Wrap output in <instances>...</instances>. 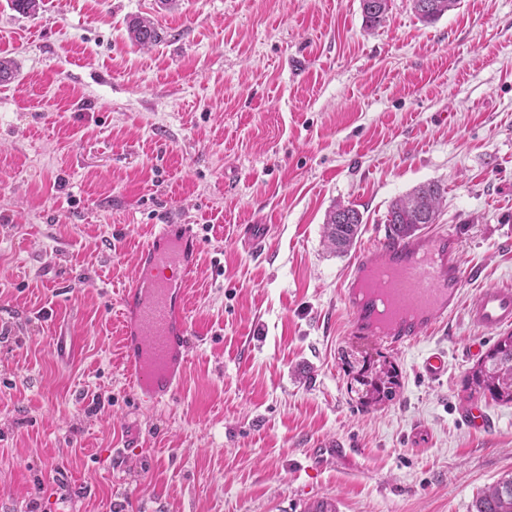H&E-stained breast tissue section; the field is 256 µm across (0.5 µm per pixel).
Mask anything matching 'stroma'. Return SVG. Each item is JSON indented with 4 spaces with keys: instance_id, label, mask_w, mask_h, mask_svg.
Returning <instances> with one entry per match:
<instances>
[{
    "instance_id": "stroma-1",
    "label": "stroma",
    "mask_w": 512,
    "mask_h": 512,
    "mask_svg": "<svg viewBox=\"0 0 512 512\" xmlns=\"http://www.w3.org/2000/svg\"><path fill=\"white\" fill-rule=\"evenodd\" d=\"M154 19L150 49L129 22ZM0 512H475L512 473V404L486 431L464 381L495 333L464 311L512 282V0L431 24L391 0H0ZM435 181L437 228L468 277L446 329L392 351L349 332L353 256L335 204L377 238L391 203ZM189 224L199 337L182 392L139 402L119 297L153 226ZM269 228L264 253L237 240ZM448 354L442 381L421 357ZM395 365L363 406L352 367ZM343 443L349 460L308 461ZM390 0H361L365 23L369 28L380 26L388 16ZM363 214L352 204L338 203L329 210L323 224V234L329 247L345 254L361 232Z\"/></svg>"
}]
</instances>
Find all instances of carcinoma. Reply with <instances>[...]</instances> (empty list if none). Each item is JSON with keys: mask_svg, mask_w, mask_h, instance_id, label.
Wrapping results in <instances>:
<instances>
[{"mask_svg": "<svg viewBox=\"0 0 512 512\" xmlns=\"http://www.w3.org/2000/svg\"><path fill=\"white\" fill-rule=\"evenodd\" d=\"M417 18L433 23L458 8L460 0H409ZM391 0H361L365 23L370 28L380 26L388 16ZM42 0H10V8L22 15L39 12ZM129 40L143 49L156 45L161 34L155 22L148 18L133 20L127 29ZM445 188L437 182L418 185L413 191L396 199L386 216L388 232L397 236L416 234L427 224L436 223ZM363 214L352 204L338 203L329 210L324 223V238L329 247L340 254L349 252L361 232ZM394 367L375 373L364 372L362 384L368 387L370 403L393 397ZM474 390L495 402L512 403V332L500 337L478 362L471 375ZM475 512H512V474L487 486L475 503Z\"/></svg>", "mask_w": 512, "mask_h": 512, "instance_id": "cac0c4a2", "label": "carcinoma"}]
</instances>
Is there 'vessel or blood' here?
<instances>
[{
	"mask_svg": "<svg viewBox=\"0 0 512 512\" xmlns=\"http://www.w3.org/2000/svg\"><path fill=\"white\" fill-rule=\"evenodd\" d=\"M153 237L138 259L137 277L147 280V288L126 289L121 297L120 348L137 393L155 403L176 395L189 362L193 331L186 290L199 244L193 229L174 239L165 224ZM459 248L455 231L431 230L387 235L358 251L341 290L351 333L400 351L446 326L459 308L464 283ZM467 316L482 330L512 326V282L480 291ZM419 368L428 379L440 380L448 373L446 352L430 350Z\"/></svg>",
	"mask_w": 512,
	"mask_h": 512,
	"instance_id": "b4317fda",
	"label": "vessel or blood"
}]
</instances>
